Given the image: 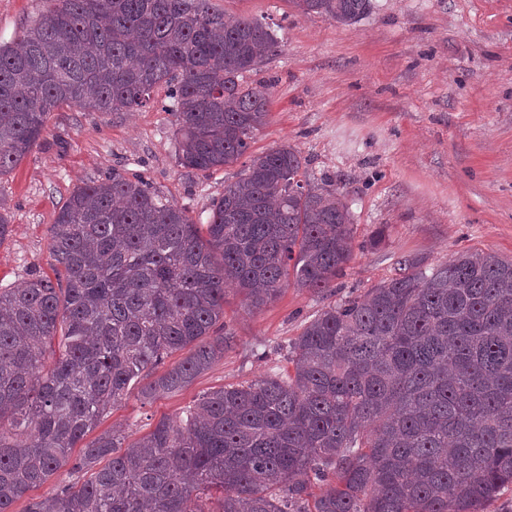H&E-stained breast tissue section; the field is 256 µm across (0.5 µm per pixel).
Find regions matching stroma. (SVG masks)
<instances>
[{
	"instance_id": "35a3bbf8",
	"label": "stroma",
	"mask_w": 512,
	"mask_h": 512,
	"mask_svg": "<svg viewBox=\"0 0 512 512\" xmlns=\"http://www.w3.org/2000/svg\"><path fill=\"white\" fill-rule=\"evenodd\" d=\"M225 16L271 25L277 55L249 84H272L268 123L251 154L290 145L315 178L343 187L353 213L354 257L336 280L364 295L401 258L426 264L467 250L512 258V0H372L371 12L341 25L304 15L292 0H212ZM49 0H0V42L16 40ZM154 103L104 115L51 113L40 146L0 177L10 233L0 240V288L50 274L49 234L81 183L118 170L143 175L206 223L212 201L242 163L208 173L178 166L174 118ZM376 247L367 242L375 232ZM327 304L286 288L257 313L228 291L224 324L234 338L222 359L186 388L153 400L131 387L97 430L119 428L131 445L213 389L288 371L286 347Z\"/></svg>"
}]
</instances>
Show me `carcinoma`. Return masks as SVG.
Segmentation results:
<instances>
[{"label":"carcinoma","mask_w":512,"mask_h":512,"mask_svg":"<svg viewBox=\"0 0 512 512\" xmlns=\"http://www.w3.org/2000/svg\"><path fill=\"white\" fill-rule=\"evenodd\" d=\"M292 2L342 25L372 9ZM279 49L269 24L210 0H56L0 44V176L51 112H134L162 84L178 165L232 164L271 106L243 74ZM352 225L346 193L289 145L251 156L203 229L141 177L75 187L50 230L55 279L0 289V512L67 464L74 479L27 512H207L213 496L215 512H480L512 486V260L482 250L400 260L329 303L284 377L211 391L128 450L116 429L86 440L131 384L155 399L224 356L226 284L250 312L291 285L336 295Z\"/></svg>","instance_id":"1"}]
</instances>
